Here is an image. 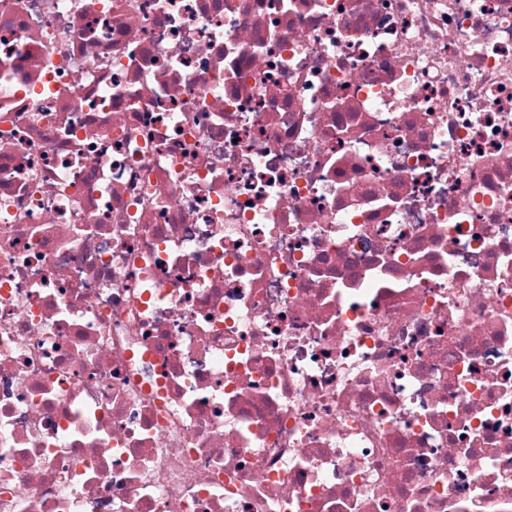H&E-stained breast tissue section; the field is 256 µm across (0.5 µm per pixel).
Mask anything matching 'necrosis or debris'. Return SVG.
Returning <instances> with one entry per match:
<instances>
[{
  "instance_id": "obj_1",
  "label": "necrosis or debris",
  "mask_w": 512,
  "mask_h": 512,
  "mask_svg": "<svg viewBox=\"0 0 512 512\" xmlns=\"http://www.w3.org/2000/svg\"><path fill=\"white\" fill-rule=\"evenodd\" d=\"M0 512H512V0H0Z\"/></svg>"
}]
</instances>
